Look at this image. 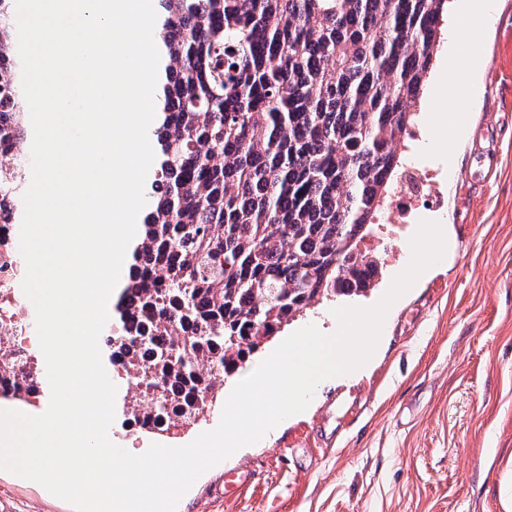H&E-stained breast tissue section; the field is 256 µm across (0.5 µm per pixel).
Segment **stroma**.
<instances>
[{
	"label": "stroma",
	"instance_id": "35a3bbf8",
	"mask_svg": "<svg viewBox=\"0 0 512 512\" xmlns=\"http://www.w3.org/2000/svg\"><path fill=\"white\" fill-rule=\"evenodd\" d=\"M448 20L416 124L400 143L405 160L429 169L446 201L413 207L400 229L374 227L359 244L377 260L374 286L311 306L283 335L307 325L336 331L333 306L375 304L410 262L421 220L441 223L444 260L390 308L375 358L361 372L319 385L308 408L258 444L226 458L253 471L229 498L213 496L208 469L184 494V512H502L498 476L512 456V0H497L478 45L483 90L449 138L430 115L448 112V53L458 38ZM488 151L483 180L471 178L474 152ZM264 340L224 384L236 382L282 341ZM223 401L195 427L120 440L132 451L184 446L215 429ZM0 512H75L37 482L0 471Z\"/></svg>",
	"mask_w": 512,
	"mask_h": 512
}]
</instances>
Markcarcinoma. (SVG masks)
<instances>
[{"label": "carcinoma", "instance_id": "1", "mask_svg": "<svg viewBox=\"0 0 512 512\" xmlns=\"http://www.w3.org/2000/svg\"><path fill=\"white\" fill-rule=\"evenodd\" d=\"M448 2L158 0L157 168L132 252L146 270L122 292L147 320L136 341H168L129 363L154 398L204 375L214 398L238 352L372 286L378 265L359 243L403 166ZM14 18L15 0H0V113H13L1 144L30 125ZM30 170L24 154L0 160L15 215Z\"/></svg>", "mask_w": 512, "mask_h": 512}]
</instances>
